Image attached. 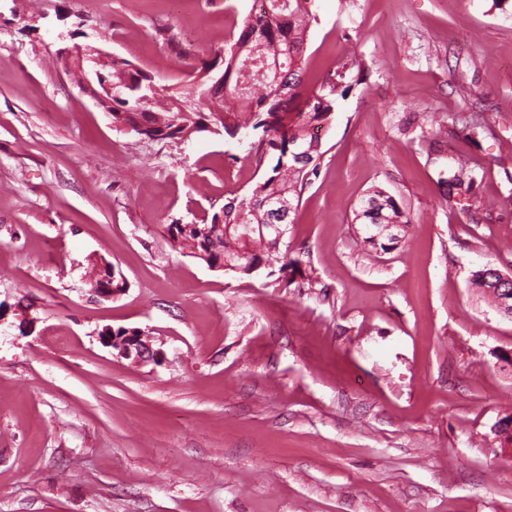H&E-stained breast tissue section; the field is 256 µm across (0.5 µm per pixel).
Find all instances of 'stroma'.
Returning a JSON list of instances; mask_svg holds the SVG:
<instances>
[{
	"instance_id": "obj_1",
	"label": "stroma",
	"mask_w": 512,
	"mask_h": 512,
	"mask_svg": "<svg viewBox=\"0 0 512 512\" xmlns=\"http://www.w3.org/2000/svg\"><path fill=\"white\" fill-rule=\"evenodd\" d=\"M253 4L0 0V512H512V318L472 286L512 274V0H312L306 89L356 58L285 238L312 288L170 241L263 177L253 132L142 139L57 56L182 95ZM376 189L410 221L385 250L354 219ZM116 279L115 268L112 265L108 266L106 262H102L99 265L93 280L94 292L98 295H104L106 298H114L115 296L120 295L124 291V288H121L123 278H120V288L112 286V281ZM130 330L120 329L116 332H112V329H108L110 334H105L104 341L107 345L118 351V354L127 359L133 358L134 362H145L149 360L155 361L160 355L159 350H153L147 341L143 340V336L137 334L134 336L129 333ZM117 336H114V335Z\"/></svg>"
}]
</instances>
